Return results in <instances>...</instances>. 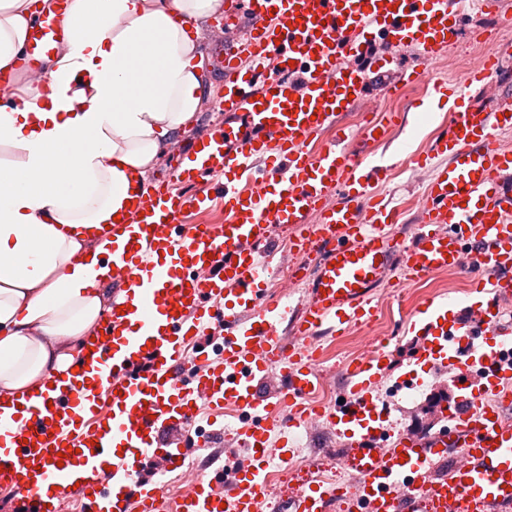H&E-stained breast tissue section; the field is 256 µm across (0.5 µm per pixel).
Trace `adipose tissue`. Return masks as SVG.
Instances as JSON below:
<instances>
[{"label":"adipose tissue","mask_w":512,"mask_h":512,"mask_svg":"<svg viewBox=\"0 0 512 512\" xmlns=\"http://www.w3.org/2000/svg\"><path fill=\"white\" fill-rule=\"evenodd\" d=\"M0 0V396L79 364L112 307L115 218L197 122L212 87L202 33L224 0H71L47 67L21 65L36 8Z\"/></svg>","instance_id":"ef3b65f1"}]
</instances>
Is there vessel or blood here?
<instances>
[{
	"mask_svg": "<svg viewBox=\"0 0 512 512\" xmlns=\"http://www.w3.org/2000/svg\"><path fill=\"white\" fill-rule=\"evenodd\" d=\"M69 2L38 12L25 63L56 54ZM243 8L245 31L220 55L223 124L195 138L168 182L136 190L129 222L112 231L119 279L92 349L40 395L0 399L9 512H62L71 500L82 512H261L271 493V432L288 435L315 417L304 401L318 384V340L372 317L370 293L394 258L409 278L462 269L466 256L479 273V329L444 302H425L412 322L417 361L460 371L448 428L426 439L391 432L372 394L390 372L381 349L346 365L343 404L317 417L344 439L345 464L358 474L349 512H512V325L499 321L512 300V186L501 179L512 149L495 137L512 130V97L497 96L486 110L465 93L489 83L495 61L448 91L456 123L433 146L448 164L430 179L417 240L403 248L337 127L367 100L357 61L372 56L377 40L417 48L424 67L402 74L401 85L427 79L428 64L459 39L455 0H225V24ZM269 64L302 84L259 83ZM394 122L372 113L357 135L373 141ZM330 130L335 145L313 153L311 142ZM205 177L219 181L224 223H181L186 211L210 204L212 190L198 184ZM283 229L297 252L318 258L292 314L265 290L267 247ZM217 321L224 336L211 354L198 344ZM286 323L295 345L281 333ZM275 369L280 387L261 393ZM230 404L242 413L231 433L246 456L211 462L169 496L161 477L182 471L189 453L176 432L206 417L202 444L212 446ZM447 454L448 475L434 476V458ZM148 458L158 466L153 479L141 475ZM336 498L311 476L293 504L295 512H327Z\"/></svg>",
	"mask_w": 512,
	"mask_h": 512,
	"instance_id": "b4317fda",
	"label": "vessel or blood"
}]
</instances>
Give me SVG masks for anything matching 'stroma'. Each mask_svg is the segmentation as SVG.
I'll return each instance as SVG.
<instances>
[{
	"label": "stroma",
	"instance_id": "1",
	"mask_svg": "<svg viewBox=\"0 0 512 512\" xmlns=\"http://www.w3.org/2000/svg\"><path fill=\"white\" fill-rule=\"evenodd\" d=\"M467 12L469 23L460 37L461 43L467 46L466 53L453 66L449 65L447 56H440L430 67L427 84L386 92L375 74L373 61L366 59L362 62L367 72V90L371 98L380 111L396 114L397 120L382 142L359 149L358 154L365 161L382 166L383 172L373 189L383 197L385 203L395 207L398 215L395 228L407 245L415 241L418 233L419 199L427 187L425 178L446 164L441 156H429L423 168L416 163L417 157L427 154L430 145L447 130L453 119L447 107H436L431 95L433 85L451 86L459 83L494 48L512 44V27L500 25L475 6H468ZM237 38V31L226 29L203 36L207 55L212 59L213 93L199 116L197 130H204L224 119L223 113L216 110L219 98L224 93V74L214 59L221 46ZM419 170L423 171L424 180L416 179L415 173ZM399 275V270L389 268L383 283L374 291L376 316L370 325L358 324L352 327L349 334L323 339L319 367L323 370L332 366L339 368L336 392L344 394L348 386L343 365L360 357L363 352L375 350L379 342H387L392 353L391 372L375 388L377 403L389 412L399 429L428 437L448 425L442 408L457 396L456 373L433 367L424 372V382L416 391L398 389V378L415 366L416 338L409 320L423 303L433 297L446 300L451 309L467 312L473 301L474 283L466 272H434L404 285L398 291L399 301L388 302L387 297L394 291L393 284Z\"/></svg>",
	"mask_w": 512,
	"mask_h": 512
}]
</instances>
